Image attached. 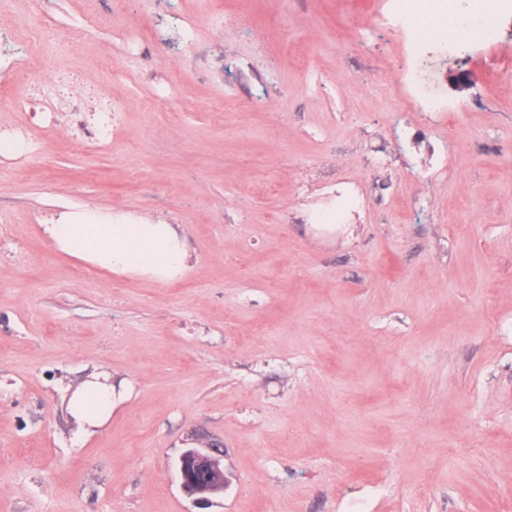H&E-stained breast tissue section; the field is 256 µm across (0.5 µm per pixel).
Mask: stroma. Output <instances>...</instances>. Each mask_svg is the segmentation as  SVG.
I'll list each match as a JSON object with an SVG mask.
<instances>
[{"instance_id":"1","label":"stroma","mask_w":512,"mask_h":512,"mask_svg":"<svg viewBox=\"0 0 512 512\" xmlns=\"http://www.w3.org/2000/svg\"><path fill=\"white\" fill-rule=\"evenodd\" d=\"M212 5L0 0L1 32L41 36L0 87L49 60L121 110L108 151L70 113L0 112L44 150L0 156V512H512V13L492 45L428 39L459 120L416 140L393 0H234L254 36ZM333 184L357 223L308 222ZM84 210L174 225L191 270L61 253L45 225ZM94 372L128 395L87 436L68 397ZM211 444L230 486L200 506L176 462Z\"/></svg>"}]
</instances>
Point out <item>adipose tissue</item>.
Listing matches in <instances>:
<instances>
[{
    "label": "adipose tissue",
    "mask_w": 512,
    "mask_h": 512,
    "mask_svg": "<svg viewBox=\"0 0 512 512\" xmlns=\"http://www.w3.org/2000/svg\"><path fill=\"white\" fill-rule=\"evenodd\" d=\"M57 249L117 274L169 280L186 273L192 254L173 225L130 220L102 224L80 214L45 227ZM107 374L95 373L69 396V410L85 430L103 426L120 399Z\"/></svg>",
    "instance_id": "obj_1"
}]
</instances>
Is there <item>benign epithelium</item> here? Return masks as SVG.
<instances>
[{"instance_id":"obj_1","label":"benign epithelium","mask_w":512,"mask_h":512,"mask_svg":"<svg viewBox=\"0 0 512 512\" xmlns=\"http://www.w3.org/2000/svg\"><path fill=\"white\" fill-rule=\"evenodd\" d=\"M222 451L215 448L184 450L178 459V474L184 492L199 503L211 502V497L224 493L229 480L221 466Z\"/></svg>"}]
</instances>
